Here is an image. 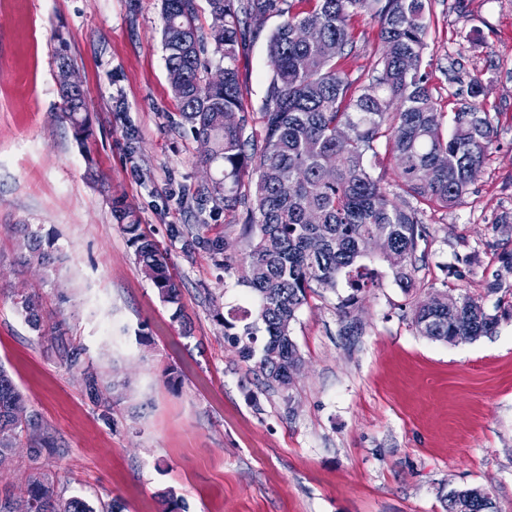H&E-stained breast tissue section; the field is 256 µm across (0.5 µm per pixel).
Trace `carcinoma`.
I'll return each mask as SVG.
<instances>
[{
  "mask_svg": "<svg viewBox=\"0 0 512 512\" xmlns=\"http://www.w3.org/2000/svg\"><path fill=\"white\" fill-rule=\"evenodd\" d=\"M207 2L211 13L224 15L221 34L196 26L195 0H162L166 68L182 75L172 88L180 125L189 127L195 140L210 143L209 153L198 156L199 164L224 167L222 177L196 190L198 204L211 201L243 211L249 251L240 281L252 302L232 320L221 317L218 322L239 360L254 364L263 387L275 389L288 377V368L303 361L290 327L312 284L334 289L337 279L345 277L353 294L344 308L369 286L364 260L371 253L363 251L364 243L387 238L404 257L393 269L396 282L407 291L416 287L418 252L427 241L422 216L428 208H451L470 193V170L483 166L493 143V117L485 107L482 78L472 74L468 100L453 112L451 132L444 133L423 67L427 0H306L309 9L300 13L283 8L287 0ZM271 15L283 21L268 38L273 74L256 115L250 112L237 60ZM358 15L377 20L381 56L376 74L357 86L338 58L352 43L351 20ZM210 45L222 62V84L204 77ZM59 96L77 132L86 133L84 92ZM233 112L240 116L237 125L225 122ZM382 143L401 176L404 198L398 202L368 164ZM327 159L335 163V177L329 181L322 178ZM112 211L159 298L179 304L181 285L169 270L167 252L142 230L124 200H113ZM16 232L23 262L46 273L56 271L60 256L40 229L19 224ZM225 249L224 236L202 231L188 233L182 243L186 256L203 251L215 266L228 270L232 257ZM15 304L33 330L45 332L37 294H23ZM411 323L422 336L456 344L492 335L498 317L466 293L438 311L415 304ZM52 339L60 359L81 372L88 394L109 419L112 387L102 386L94 368L84 365L82 349L71 345L64 332L55 329ZM20 400L14 380L0 366V456L11 454L23 433L30 442L27 495L0 496V512H107L110 506L104 503L97 508L57 490L42 460L47 428L37 416L22 422L12 415ZM486 497L479 487L453 490L443 498L444 512H486Z\"/></svg>",
  "mask_w": 512,
  "mask_h": 512,
  "instance_id": "obj_1",
  "label": "carcinoma"
}]
</instances>
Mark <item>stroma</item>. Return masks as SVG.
<instances>
[{
    "label": "stroma",
    "instance_id": "35a3bbf8",
    "mask_svg": "<svg viewBox=\"0 0 512 512\" xmlns=\"http://www.w3.org/2000/svg\"><path fill=\"white\" fill-rule=\"evenodd\" d=\"M427 14L438 109L454 112L481 75L491 155L460 204L424 214L418 288L404 291L375 259L373 285L350 308L356 336L344 333L345 282L315 289L291 325L303 372L290 390L261 392L216 320L248 288L207 253L182 251L202 224L235 259L248 243L233 212L196 204L222 169L203 171L196 140L172 122L161 0H0V364L48 427L43 456L65 496L115 499L123 512H158L167 492L186 512H443L450 490L475 486L512 512V272L500 261L512 251V0H429ZM281 21L268 17L239 56L255 109ZM351 27L341 66L354 79L373 73L380 46L374 20ZM62 44L86 93V138L58 95ZM116 198L167 250L179 307L141 272ZM19 224L53 239L54 280L19 263ZM21 290L39 293L47 326L114 384L111 420L27 325ZM435 293L479 297L496 332L459 344L419 335L411 309Z\"/></svg>",
    "mask_w": 512,
    "mask_h": 512
}]
</instances>
